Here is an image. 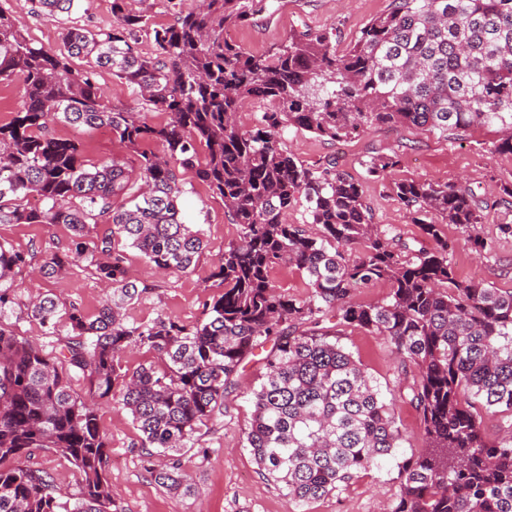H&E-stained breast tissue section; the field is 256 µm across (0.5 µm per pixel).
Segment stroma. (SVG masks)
I'll use <instances>...</instances> for the list:
<instances>
[{
  "label": "stroma",
  "mask_w": 512,
  "mask_h": 512,
  "mask_svg": "<svg viewBox=\"0 0 512 512\" xmlns=\"http://www.w3.org/2000/svg\"><path fill=\"white\" fill-rule=\"evenodd\" d=\"M4 6L29 39L49 50L60 48L61 24L41 15L34 0H5ZM390 6L391 0H284L270 17L229 28L225 36L245 52L259 56L272 51L291 31H322L332 35L341 53ZM54 132L80 139L96 161L126 153L106 128L77 130L58 124ZM502 136L496 125L453 131L445 137L414 126L375 125L359 136L330 141L289 127L281 134V145L312 167L336 159L341 171L361 182L374 223L392 227L402 240L427 249L434 247V240L411 222L391 195L389 183L415 179L470 186L482 205L483 218L477 232L491 249L476 255L465 229L442 225L441 236L448 242L455 278L462 283L507 289L512 288V234L503 233L501 226L512 222V201L501 188L512 185V154L495 152ZM394 153L399 155L400 163L387 182L367 176L364 163L370 156ZM182 183L183 218L203 231L207 247L193 270L166 276L156 273L139 251L127 249L128 275L145 289L141 300L127 307L128 321L163 318L191 325L202 319L205 302L224 291L213 272L225 246L238 238L240 227L231 222L222 201L196 178L194 171H185ZM70 236L64 224H0V242L29 253L51 245L66 246ZM10 285L20 299L49 291L63 302L77 304L90 316L97 314L109 295L108 288L81 263L51 279L37 277L25 267L16 271ZM342 342L382 387L395 388L399 359L382 337L349 328ZM257 375L258 367L251 363L241 370L239 386L227 398L230 414L223 426L202 430L198 450L183 456L182 466L193 487L187 494L169 491L154 480L130 415L115 400L100 402L99 426L110 454L107 480L112 496L126 512H297L285 492L260 474L244 446V432L253 412L246 391ZM394 412L404 433L395 457L382 461L379 468L356 479L341 493L314 502L309 512H381L383 506L396 500L398 461L419 455L425 443L416 410L398 399ZM31 463L49 473L59 501L75 500L80 476L66 457L51 449H37Z\"/></svg>",
  "instance_id": "stroma-1"
}]
</instances>
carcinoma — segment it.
Listing matches in <instances>:
<instances>
[{
    "instance_id": "obj_1",
    "label": "carcinoma",
    "mask_w": 512,
    "mask_h": 512,
    "mask_svg": "<svg viewBox=\"0 0 512 512\" xmlns=\"http://www.w3.org/2000/svg\"><path fill=\"white\" fill-rule=\"evenodd\" d=\"M89 0H38L40 13L66 16L63 49L36 45L0 7V85L22 82V103L0 125V224H65L70 243L40 253L44 278L78 261L110 294L94 317L52 293L22 303L5 285L31 264L0 243V512H125L106 480L108 444L97 402L118 398L141 433V447L165 460L153 469L164 487L191 492L181 457L201 428L224 423L239 370L270 345L245 432L261 475L298 507L341 493L395 456L403 432L393 401L341 342L344 329L383 336L414 373L399 396L419 414L426 448L397 464L400 491L389 512H512V430L491 441L481 413L512 418V290L463 284L454 276L439 225L470 231L475 251L481 211L457 184L403 180L391 191L437 246L412 248L372 223L360 183L336 160L310 168L278 140L298 127L333 141L373 125L450 131L499 125L497 152L512 153V0H392L344 53L327 33L291 32L266 56L224 40V30L269 12L275 0H200L194 10L168 0L169 26L148 27L128 0H112L115 24L91 29L76 15ZM149 29L156 56L137 48ZM90 66L76 69L74 59ZM104 69L138 87L145 106L169 121L104 103ZM269 107L249 130L246 102ZM105 127L137 156L91 163L81 142L51 127ZM161 144L159 155L142 148ZM398 155L373 156L366 173L385 181ZM193 170L224 202L239 239L224 247L214 276L224 292L205 318L186 326L128 322L123 310L146 289L130 280L125 247L163 272L186 273L203 250L200 230L178 207L181 171ZM36 197L39 206L29 198ZM321 235L287 221L299 200ZM288 264L306 274L303 299L276 289L269 271ZM377 281L387 296L359 304L352 292ZM55 337L52 356L3 320L19 307ZM131 346L156 352L161 368L124 371ZM87 398L71 392L73 376ZM52 448L81 476L74 504L60 502L45 471L25 463Z\"/></svg>"
}]
</instances>
